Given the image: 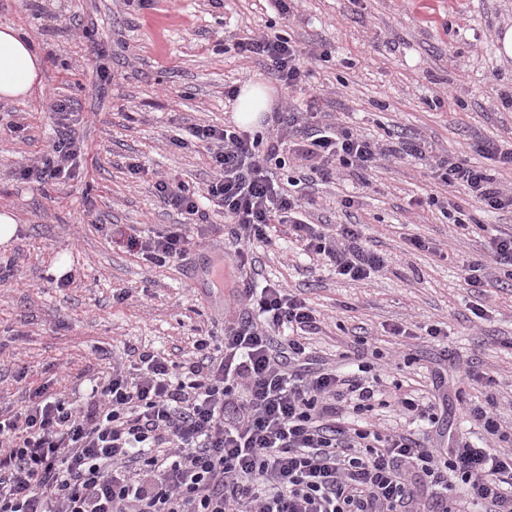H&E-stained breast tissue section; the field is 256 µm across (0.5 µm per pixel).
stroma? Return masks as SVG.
Listing matches in <instances>:
<instances>
[{
	"label": "stroma",
	"instance_id": "obj_1",
	"mask_svg": "<svg viewBox=\"0 0 512 512\" xmlns=\"http://www.w3.org/2000/svg\"><path fill=\"white\" fill-rule=\"evenodd\" d=\"M0 24L22 30L43 55L34 94L0 102V210L17 223L14 244L0 249V263L13 270L0 282V401L19 405L26 390L46 384L70 391L71 375L105 371L133 352L181 363L196 339L223 334L213 295L194 280L220 257L225 295L237 286L221 210L209 211L213 240L185 262L152 265L126 239L186 223L153 181L170 173L204 188L209 158L202 147L170 139L185 118L231 122L237 103L225 90L265 79L236 42L280 34L306 52L329 48V60L311 66L319 112L374 142L419 137L428 151L387 157L366 182L343 171L315 188L314 223L364 225L368 245L390 254L371 281L350 282L313 264L284 224L270 226L272 246L255 250L259 276L286 282L317 311L321 329L309 343L326 361L359 355L384 366L387 391L422 397L433 394L443 357H452L449 394L475 404L494 396L512 429V287L477 299L464 280L480 252L477 235L424 203L447 195L488 229L512 228V213L483 210L433 175L441 154L479 165L469 142L512 135V107L504 104L512 57L499 44L512 28V0H297L287 18L270 0H0ZM53 100L71 102L69 122L88 154L73 176L43 187L19 172L57 138ZM18 122L24 129L16 133ZM347 195L357 198L349 211L341 206ZM414 236L426 249L410 245ZM68 270L70 287H50L49 278ZM478 302L480 319L472 313ZM400 323L406 335H391ZM434 324L447 336L429 337Z\"/></svg>",
	"mask_w": 512,
	"mask_h": 512
}]
</instances>
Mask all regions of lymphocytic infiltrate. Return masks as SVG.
I'll return each instance as SVG.
<instances>
[{
    "instance_id": "1",
    "label": "lymphocytic infiltrate",
    "mask_w": 512,
    "mask_h": 512,
    "mask_svg": "<svg viewBox=\"0 0 512 512\" xmlns=\"http://www.w3.org/2000/svg\"><path fill=\"white\" fill-rule=\"evenodd\" d=\"M235 48L262 63L281 89L317 90L296 44L282 35L249 36ZM281 133L293 138L300 177L288 188L274 179L284 168L279 135L236 125L188 124L174 146L204 145L214 176L203 191L173 179L154 184L168 205L196 217L195 235L175 226L128 245L153 263L188 260L195 241L209 236V200L221 207L239 272L234 311L224 338L198 340L194 359L169 363L151 352L113 364L81 401L43 387L26 404L0 412V512H413L430 487L431 512H512V434L495 402L460 404V411L496 448L461 439L431 445L410 433L386 434L368 422L346 426L343 402L370 410L375 395L368 365L339 375L312 368L303 337L320 319L287 285H258L253 245L272 224L287 225L305 251L338 275L360 282L386 268L388 255L363 243L360 224H309L297 216L304 185L340 170L368 175L385 157L352 129L311 122L308 113H279ZM488 159L478 167L440 157L435 177L461 187L477 203L512 210V190L499 175L512 171V142L472 143ZM85 149L61 131L39 161L22 170L40 185L56 183ZM484 258L465 281L476 291L512 284V230L483 236ZM437 393L422 403L398 396L400 412L435 425L448 411V370L439 368Z\"/></svg>"
}]
</instances>
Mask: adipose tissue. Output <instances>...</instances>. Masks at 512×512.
Here are the masks:
<instances>
[{
  "label": "adipose tissue",
  "mask_w": 512,
  "mask_h": 512,
  "mask_svg": "<svg viewBox=\"0 0 512 512\" xmlns=\"http://www.w3.org/2000/svg\"><path fill=\"white\" fill-rule=\"evenodd\" d=\"M42 67L33 41L12 26L0 25V99L27 97L39 83Z\"/></svg>",
  "instance_id": "adipose-tissue-1"
}]
</instances>
